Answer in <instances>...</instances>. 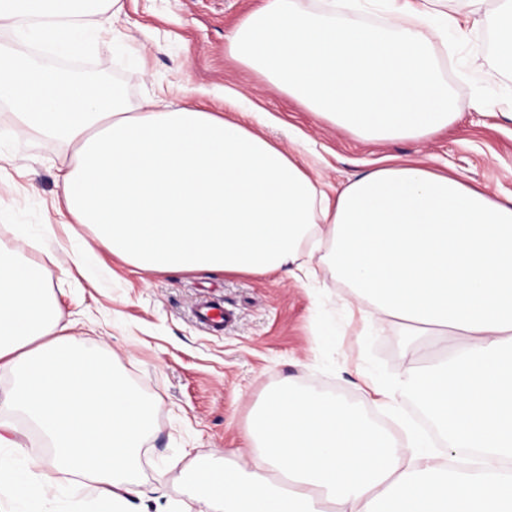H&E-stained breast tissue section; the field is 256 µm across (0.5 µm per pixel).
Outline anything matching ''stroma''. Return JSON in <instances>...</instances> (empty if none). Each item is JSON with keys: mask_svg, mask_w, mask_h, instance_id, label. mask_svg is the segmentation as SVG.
<instances>
[{"mask_svg": "<svg viewBox=\"0 0 512 512\" xmlns=\"http://www.w3.org/2000/svg\"><path fill=\"white\" fill-rule=\"evenodd\" d=\"M260 2L125 0L119 23L82 18L85 27H102L101 40L61 64L119 85L136 112L169 90L223 112L224 92L234 90L260 113L257 131L307 160L311 176L331 189L397 156L456 172L495 197L512 195V73L498 69L489 27L449 35L448 51L438 57L456 122L418 141L371 142L309 112L225 52L227 36ZM0 152L8 157L0 164V246L20 249L43 268L59 317L81 319L76 336L106 355L153 409L134 473L139 512H199L203 491L192 461L243 448L271 390L289 384L338 392L380 419L372 381L397 373L405 352L419 364L435 354L429 336L394 324L362 335L357 307L345 306L346 290L326 266L303 284L273 275L149 273L98 248L76 267L72 252L92 243L91 229L59 224L54 236L43 231L72 149L21 134L0 106ZM204 301L223 307V326L199 321L196 307ZM73 483L58 475L43 512H102L96 495Z\"/></svg>", "mask_w": 512, "mask_h": 512, "instance_id": "obj_1", "label": "stroma"}]
</instances>
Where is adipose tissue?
Segmentation results:
<instances>
[{
	"label": "adipose tissue",
	"instance_id": "1",
	"mask_svg": "<svg viewBox=\"0 0 512 512\" xmlns=\"http://www.w3.org/2000/svg\"><path fill=\"white\" fill-rule=\"evenodd\" d=\"M360 0L325 13L261 0L227 38L228 53L307 109L366 140H418L458 117L437 74L434 39L485 16L512 70V0H378L381 25L349 20ZM124 0H0V28L66 58L87 48L76 19ZM25 133L65 139L56 218L150 271L278 275L297 282L319 257L349 289L364 331L398 321L436 336L441 355L374 382L382 407L413 400L431 435L403 440L345 399L271 391L235 462L194 471L203 504L221 512H512V197L501 200L413 160L326 192L306 164L236 117L151 100L130 111L123 90L30 56L0 51V102ZM62 322L37 265L0 251V368L16 383L0 412L25 415L46 458L5 455L0 482L31 500L53 474L90 481L128 508L152 410L98 350Z\"/></svg>",
	"mask_w": 512,
	"mask_h": 512
}]
</instances>
